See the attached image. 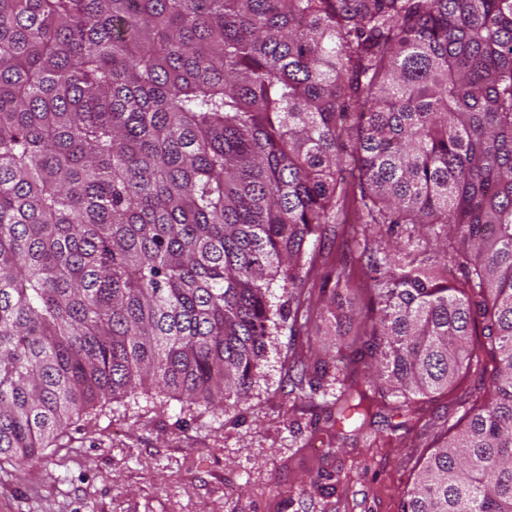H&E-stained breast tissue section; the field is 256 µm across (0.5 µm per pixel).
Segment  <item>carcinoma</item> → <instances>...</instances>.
Wrapping results in <instances>:
<instances>
[{
	"instance_id": "cac0c4a2",
	"label": "carcinoma",
	"mask_w": 512,
	"mask_h": 512,
	"mask_svg": "<svg viewBox=\"0 0 512 512\" xmlns=\"http://www.w3.org/2000/svg\"><path fill=\"white\" fill-rule=\"evenodd\" d=\"M355 182L336 424L479 366L402 512H512V0H0V463L145 384L241 411Z\"/></svg>"
}]
</instances>
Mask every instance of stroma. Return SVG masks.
Masks as SVG:
<instances>
[{
	"label": "stroma",
	"mask_w": 512,
	"mask_h": 512,
	"mask_svg": "<svg viewBox=\"0 0 512 512\" xmlns=\"http://www.w3.org/2000/svg\"><path fill=\"white\" fill-rule=\"evenodd\" d=\"M345 221L328 225L320 274L353 271L350 291L325 292L310 308L315 335L280 330L240 414L146 396L107 404L70 426L43 461L0 466V512H400L416 460L442 428L446 399L422 420L381 407L371 432L336 424V386L299 397L303 366L325 358L336 333L354 336L348 314L373 293L357 268Z\"/></svg>",
	"instance_id": "stroma-1"
}]
</instances>
